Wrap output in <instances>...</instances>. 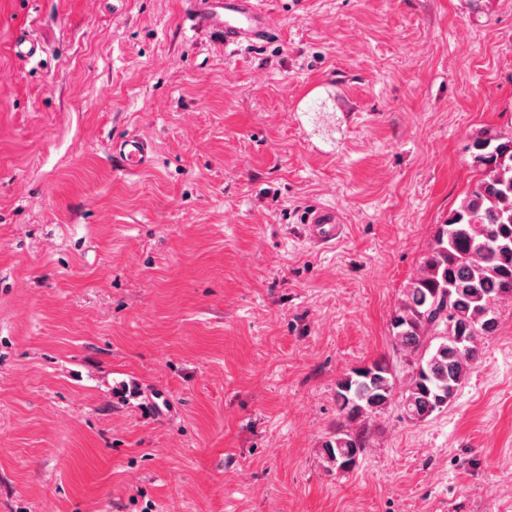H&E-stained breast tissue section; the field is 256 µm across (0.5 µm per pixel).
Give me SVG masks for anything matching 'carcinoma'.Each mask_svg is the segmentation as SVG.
<instances>
[{
    "instance_id": "obj_1",
    "label": "carcinoma",
    "mask_w": 512,
    "mask_h": 512,
    "mask_svg": "<svg viewBox=\"0 0 512 512\" xmlns=\"http://www.w3.org/2000/svg\"><path fill=\"white\" fill-rule=\"evenodd\" d=\"M471 148L483 177L438 225L389 322L396 348L416 357L402 395L412 420L448 406L479 358L481 341L498 330L496 303L512 298V136L484 134ZM394 388L389 364L376 360L337 382L336 405L352 422L384 409ZM366 447L362 430H338L322 445L331 466L346 471Z\"/></svg>"
}]
</instances>
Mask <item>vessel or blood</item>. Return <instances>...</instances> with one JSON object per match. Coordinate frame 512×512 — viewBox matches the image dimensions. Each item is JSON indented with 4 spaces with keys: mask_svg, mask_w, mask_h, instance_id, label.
I'll return each instance as SVG.
<instances>
[{
    "mask_svg": "<svg viewBox=\"0 0 512 512\" xmlns=\"http://www.w3.org/2000/svg\"><path fill=\"white\" fill-rule=\"evenodd\" d=\"M195 12L198 26L223 36L228 47L266 39L272 32L263 0H195ZM112 160L122 172L139 174L151 167L152 148L137 136L118 138L112 142ZM307 226L321 242L334 240L339 230L335 214L321 208L309 214Z\"/></svg>",
    "mask_w": 512,
    "mask_h": 512,
    "instance_id": "obj_1",
    "label": "vessel or blood"
}]
</instances>
